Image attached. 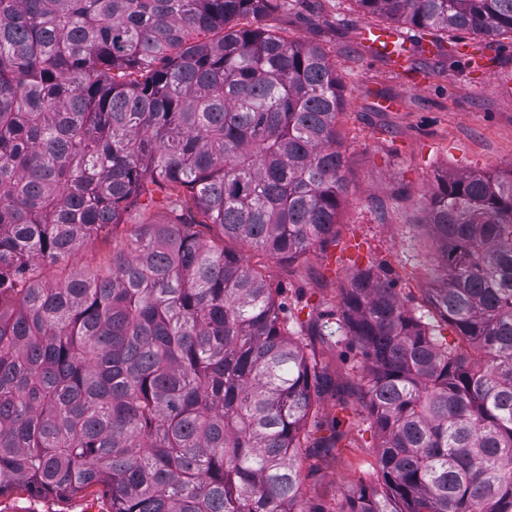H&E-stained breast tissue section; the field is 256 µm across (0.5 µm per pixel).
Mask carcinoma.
I'll list each match as a JSON object with an SVG mask.
<instances>
[{
  "label": "carcinoma",
  "mask_w": 512,
  "mask_h": 512,
  "mask_svg": "<svg viewBox=\"0 0 512 512\" xmlns=\"http://www.w3.org/2000/svg\"><path fill=\"white\" fill-rule=\"evenodd\" d=\"M274 2L0 0V496L298 512L321 363L224 240L294 262L336 238L345 97L321 48L240 24ZM355 2L512 34V0ZM131 210L101 267L47 281ZM425 224L446 275L425 303L459 341L384 265L352 277L336 324L381 442L336 512H512V171L439 179Z\"/></svg>",
  "instance_id": "cac0c4a2"
}]
</instances>
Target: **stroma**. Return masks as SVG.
Segmentation results:
<instances>
[{
  "label": "stroma",
  "instance_id": "stroma-1",
  "mask_svg": "<svg viewBox=\"0 0 512 512\" xmlns=\"http://www.w3.org/2000/svg\"><path fill=\"white\" fill-rule=\"evenodd\" d=\"M379 22L355 0H280L261 18L263 26L321 47L335 65L344 85L337 127L348 158V191L335 242L294 263L234 240L224 243L261 271L278 301L308 324L306 342L325 367L329 386L319 400L320 416L339 420L343 437L338 447L308 449L301 512L345 504L359 484L374 481L379 436L354 416L362 403L354 380L361 352L350 337L319 333L339 306L341 288L359 269L382 263L407 306L422 305L444 279L434 242L420 223L437 178L512 169V35H445L405 25L409 61L396 69L368 54L359 40L362 28ZM435 41L442 51L426 54L425 45ZM458 43L480 55V63L451 59ZM388 101L394 109H385ZM109 510L110 496L101 486L67 499L22 488L0 496V512Z\"/></svg>",
  "mask_w": 512,
  "mask_h": 512
}]
</instances>
